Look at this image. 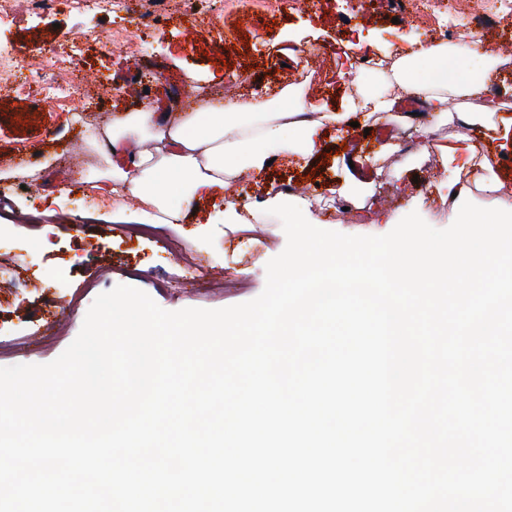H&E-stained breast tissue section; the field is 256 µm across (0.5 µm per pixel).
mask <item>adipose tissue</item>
I'll use <instances>...</instances> for the list:
<instances>
[{"instance_id": "1", "label": "adipose tissue", "mask_w": 512, "mask_h": 512, "mask_svg": "<svg viewBox=\"0 0 512 512\" xmlns=\"http://www.w3.org/2000/svg\"><path fill=\"white\" fill-rule=\"evenodd\" d=\"M497 65L486 55L467 64L450 57L447 45L434 44L403 53L393 77L420 104V111L406 113L404 119L425 141L448 118L449 98L464 100L469 110L462 120L479 119L480 128L470 139L443 147L442 155L469 167L484 193L512 205V183L487 175L492 144L512 130V103L489 91ZM349 123L348 113L308 106L288 87L271 100L242 99L226 107L201 95L183 112H161L147 103L116 117L97 140L110 162L94 184L113 200H139L156 223L180 224L186 208L210 190L260 177L274 158L305 161L321 149L323 129ZM134 138L153 142V152L126 156L123 146ZM174 193L180 204L172 203Z\"/></svg>"}]
</instances>
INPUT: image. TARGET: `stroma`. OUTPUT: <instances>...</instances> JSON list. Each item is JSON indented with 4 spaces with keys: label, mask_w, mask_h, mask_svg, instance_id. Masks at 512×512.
<instances>
[{
    "label": "stroma",
    "mask_w": 512,
    "mask_h": 512,
    "mask_svg": "<svg viewBox=\"0 0 512 512\" xmlns=\"http://www.w3.org/2000/svg\"><path fill=\"white\" fill-rule=\"evenodd\" d=\"M226 0H124L122 10L75 12L62 4L42 9L32 0H10L17 18L0 29V44L32 60L53 53L59 65L22 71L21 93L0 90V253L13 278L0 279V367L45 364L79 334L95 298L118 285L136 287L169 311L218 309L256 298L266 285V265L285 248L277 217L268 215L271 195L282 191L307 200L320 229L343 234L384 235L390 224H373L372 211L400 221L411 212L432 227L454 220V204L434 211L431 198L445 172L441 148L474 128L438 127L419 141L412 130L378 113L368 136H324L325 156L293 167L272 164L261 179H240L214 189L183 224L158 225L144 238L131 231L146 223L134 199L113 202L90 184L107 165L93 144L118 113L154 103L159 111L189 106L167 97L173 80L213 73L206 89L235 99H267L286 85L298 61L284 37L296 33L301 47L357 43L383 55L409 50L421 38L407 0H364L354 17L349 0H299L258 13L239 25ZM223 18L222 30L213 22ZM138 30L142 54L104 51L113 30ZM76 63L80 77L64 95L54 93L62 70ZM146 87L129 96L127 83ZM386 74L354 67L337 77L334 55L322 60L316 105L331 112L354 109V92L382 94ZM375 155V165L348 177L339 149ZM251 204V224L227 223L224 202Z\"/></svg>",
    "instance_id": "stroma-1"
}]
</instances>
